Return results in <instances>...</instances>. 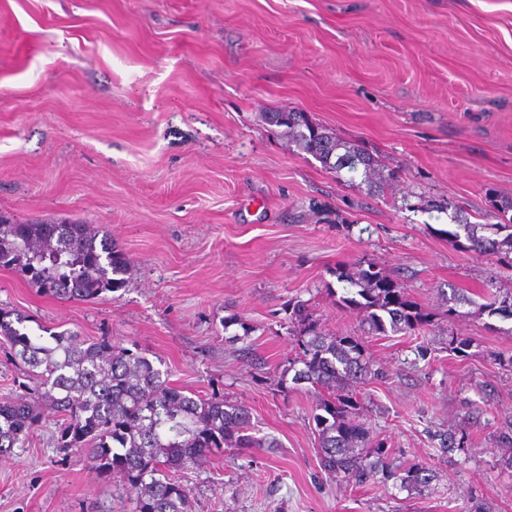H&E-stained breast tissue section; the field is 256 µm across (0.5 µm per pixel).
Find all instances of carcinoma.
<instances>
[{
  "label": "carcinoma",
  "mask_w": 512,
  "mask_h": 512,
  "mask_svg": "<svg viewBox=\"0 0 512 512\" xmlns=\"http://www.w3.org/2000/svg\"><path fill=\"white\" fill-rule=\"evenodd\" d=\"M270 126L283 127L299 149L336 174L343 185L378 192L393 178L360 146L309 119L304 112H269ZM465 232L469 249L487 256L512 253V224H477L446 207ZM506 232L502 239L482 234ZM0 267L20 273L40 293L59 299H93L122 283L128 261L90 224L0 222ZM339 302L361 316L364 336L329 335L298 300L290 318L297 325L292 381L320 391L311 420L324 471L361 486L382 475L399 487L422 490L434 478L424 462L395 470L384 440L373 436L360 412L358 385L383 377L373 368L364 337L426 330L433 316L406 287L372 263L338 267ZM480 310L512 319V293L486 297ZM27 316L0 310V343L23 367L31 384L0 400V458L25 445L48 410L57 418V445L84 453L90 468L116 476L130 493L132 512H191V489L171 478L226 448H259L246 405L187 394L148 358L109 337L89 339L71 331L31 335Z\"/></svg>",
  "instance_id": "obj_1"
}]
</instances>
